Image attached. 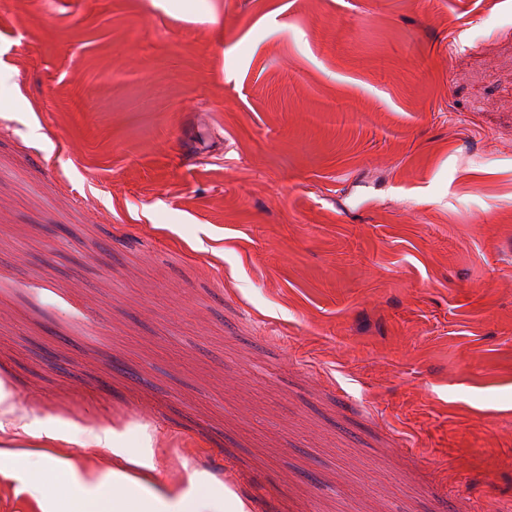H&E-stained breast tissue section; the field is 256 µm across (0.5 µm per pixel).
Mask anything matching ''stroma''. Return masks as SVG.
Segmentation results:
<instances>
[{
	"label": "stroma",
	"mask_w": 512,
	"mask_h": 512,
	"mask_svg": "<svg viewBox=\"0 0 512 512\" xmlns=\"http://www.w3.org/2000/svg\"><path fill=\"white\" fill-rule=\"evenodd\" d=\"M0 70V444L512 512V0H0Z\"/></svg>",
	"instance_id": "stroma-1"
}]
</instances>
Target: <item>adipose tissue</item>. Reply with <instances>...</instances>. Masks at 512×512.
Listing matches in <instances>:
<instances>
[{
	"instance_id": "ef3b65f1",
	"label": "adipose tissue",
	"mask_w": 512,
	"mask_h": 512,
	"mask_svg": "<svg viewBox=\"0 0 512 512\" xmlns=\"http://www.w3.org/2000/svg\"><path fill=\"white\" fill-rule=\"evenodd\" d=\"M125 468L92 481H84L68 464L38 449L0 448V461L30 474L35 484L54 478L64 512H224V499L209 489L198 488L167 504L146 490L142 457L116 449Z\"/></svg>"
}]
</instances>
